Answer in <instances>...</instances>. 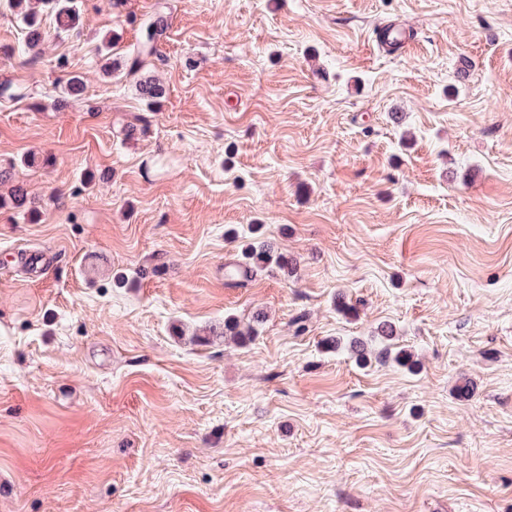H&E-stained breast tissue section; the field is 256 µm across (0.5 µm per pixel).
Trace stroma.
Here are the masks:
<instances>
[{"label":"stroma","instance_id":"1","mask_svg":"<svg viewBox=\"0 0 512 512\" xmlns=\"http://www.w3.org/2000/svg\"><path fill=\"white\" fill-rule=\"evenodd\" d=\"M159 11L158 59L103 77ZM42 28L16 57L0 0V195L42 205L0 208V512H512V0H83ZM254 238L295 276L229 287ZM383 323L417 372L356 365ZM35 204L34 200L29 198L27 192L20 186L11 189L8 197L0 196V207L10 206L25 211L33 219H37L39 216V207ZM264 319L262 312H256L248 324H241L234 317H225L224 330L220 336H224V341L231 340L238 345L250 342L257 332L256 325L263 323Z\"/></svg>","mask_w":512,"mask_h":512}]
</instances>
